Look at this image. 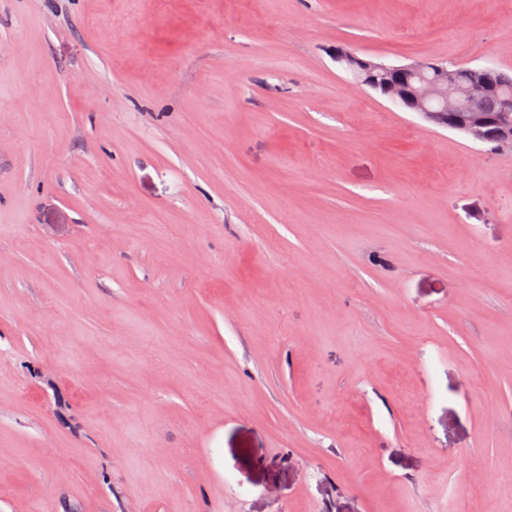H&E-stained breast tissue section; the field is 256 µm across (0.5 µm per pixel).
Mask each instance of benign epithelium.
<instances>
[{"label":"benign epithelium","mask_w":512,"mask_h":512,"mask_svg":"<svg viewBox=\"0 0 512 512\" xmlns=\"http://www.w3.org/2000/svg\"><path fill=\"white\" fill-rule=\"evenodd\" d=\"M336 62L346 66L360 86L381 92L397 106L429 117L430 108L443 112H460L465 102L486 91L483 86L461 90L456 84L457 70L445 62L418 61L407 65H389L364 59L350 51L338 52ZM486 117L476 115L466 126L465 134L476 142L487 139Z\"/></svg>","instance_id":"1"}]
</instances>
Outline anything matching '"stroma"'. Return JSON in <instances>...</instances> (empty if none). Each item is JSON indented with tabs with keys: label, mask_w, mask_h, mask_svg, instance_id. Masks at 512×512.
Listing matches in <instances>:
<instances>
[{
	"label": "stroma",
	"mask_w": 512,
	"mask_h": 512,
	"mask_svg": "<svg viewBox=\"0 0 512 512\" xmlns=\"http://www.w3.org/2000/svg\"><path fill=\"white\" fill-rule=\"evenodd\" d=\"M339 46L512 0H0V512H512V149Z\"/></svg>",
	"instance_id": "obj_1"
}]
</instances>
